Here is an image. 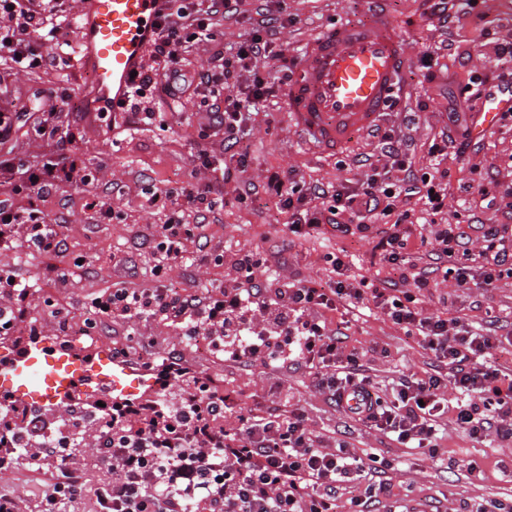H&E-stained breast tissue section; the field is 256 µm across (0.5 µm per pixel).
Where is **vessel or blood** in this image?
<instances>
[{
  "label": "vessel or blood",
  "instance_id": "vessel-or-blood-1",
  "mask_svg": "<svg viewBox=\"0 0 512 512\" xmlns=\"http://www.w3.org/2000/svg\"><path fill=\"white\" fill-rule=\"evenodd\" d=\"M384 2L368 0L363 21L321 29L295 59L282 101L310 149L336 153L350 148L356 137L380 125L387 103L398 94L411 55ZM165 6V0H82L78 39L82 68L91 76L84 94L99 111L124 98ZM511 108L512 78H507L487 91L476 133H484ZM154 387L144 372L105 350L88 354L42 341L0 360L2 403L56 408L102 390L132 398Z\"/></svg>",
  "mask_w": 512,
  "mask_h": 512
}]
</instances>
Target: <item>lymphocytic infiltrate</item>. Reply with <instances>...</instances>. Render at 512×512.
Returning a JSON list of instances; mask_svg holds the SVG:
<instances>
[{
    "label": "lymphocytic infiltrate",
    "mask_w": 512,
    "mask_h": 512,
    "mask_svg": "<svg viewBox=\"0 0 512 512\" xmlns=\"http://www.w3.org/2000/svg\"><path fill=\"white\" fill-rule=\"evenodd\" d=\"M73 0H0V53L23 69L40 67L47 58L48 40L68 34L73 21ZM233 0H170L155 24L150 67L132 79L120 110L135 119H153L155 99L177 100L185 87L180 82L190 44L222 38L216 19L232 12ZM286 63L284 51L274 49L261 34L239 45L235 54L216 52L201 66L196 91L223 100L214 110L201 137L223 136L224 150L235 165L217 164L208 150L195 155L199 167L210 170L223 184L247 171L243 147L250 111L269 93L258 62ZM250 73V84L239 95H225L231 79ZM74 135L58 138L55 152L42 167L26 169L22 190L49 193L57 178L89 182L85 166L72 151ZM381 157L371 165L358 188L339 185L333 191L303 187L292 171L268 169L264 197L292 210L289 237L326 233L352 240H374L385 278L350 282L343 277L346 253L328 254L336 281L320 283L291 280L256 249H240L228 257L234 271L218 293H188L169 285L173 267L185 264L184 242L194 225L183 220L185 209L208 211L215 205L211 186L187 183L156 190L152 203L165 221L145 236L156 255L154 275L158 288L115 287L92 302V316L83 335L116 321L153 319L164 322L201 342L206 351L223 352L234 363L261 362L273 368L308 371L327 402L340 406L342 393L353 389L368 400L360 423L377 429L392 441L416 448L430 459L441 450L437 426L447 413V386L462 395L456 422L475 440L512 439V349L503 346L495 329L474 327L450 316L448 295L441 283L454 280L457 288H495L512 277V225L488 216L481 223L482 246L471 251L462 224H430L431 260L419 264L407 232L411 214L398 210L399 197L421 196L431 215L447 209L441 164L448 155L447 141L433 142L435 162L420 183L407 187L391 177L408 166L406 152L392 131L381 138ZM331 197L330 205H311V198ZM23 224L35 249L57 257L64 251L58 225L48 223L38 209L16 210L0 201V245L7 232ZM437 293L440 307L422 304L426 294ZM365 305L389 320L405 336L429 351L432 373L403 376L383 398L366 373L363 355L347 345L340 328L331 327L325 314L337 306ZM157 388L153 396L124 402L88 404L84 419L70 406L45 410L18 422L13 408L0 405V474L32 469L47 451L56 455L59 478L48 484L41 512H60V506L89 492L79 481L75 465L81 456H103L110 480L92 491L99 512H336L341 497H348V512H378L390 492L387 476L393 465L380 454L360 457L346 439L332 452L322 451L321 439L307 424L302 407L281 409L272 404L265 415H254L232 394L224 392L207 374L175 357L145 355ZM237 424L225 428V414ZM367 479L363 491L347 496L358 479Z\"/></svg>",
    "instance_id": "lymphocytic-infiltrate-1"
}]
</instances>
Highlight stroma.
I'll return each mask as SVG.
<instances>
[{
  "label": "stroma",
  "mask_w": 512,
  "mask_h": 512,
  "mask_svg": "<svg viewBox=\"0 0 512 512\" xmlns=\"http://www.w3.org/2000/svg\"><path fill=\"white\" fill-rule=\"evenodd\" d=\"M286 4L292 22L282 27L268 21L275 11L273 0H239L237 14L220 22L224 33L221 42H198L189 47L185 66L188 80L196 79L201 65L217 50L236 47L252 31H260L275 48L284 49L293 58L318 28L344 19L362 21L367 9L365 0H286ZM388 11L401 26L411 60L400 78V103L391 110L385 126L401 136L411 162L410 172L418 176L430 169L432 140L448 132L449 107H457L461 126H475L479 115L460 105L459 89L475 73L496 80L498 72L488 59L495 44L512 42V0H481L473 10L464 0H448L450 20L446 23L434 14L430 0H389ZM426 51L432 53L434 61L429 70L419 61ZM263 73L271 92L247 128L248 171L222 185L213 183L211 174L194 162L203 147L216 158L224 156L221 138H200L210 107L194 91H187L175 107L161 105L160 117L147 123L121 114L104 117L83 103V88L90 77L81 71L79 59H72L66 67L50 62L29 71L15 69L9 58L0 59V102L14 104L21 113L11 135L0 142V161L21 159L29 167H40L52 154L56 135L70 132L76 136L73 150L91 174L87 184L72 182L40 197L20 193L9 199L17 209L37 207L51 223L59 225L70 255L78 259L73 265L42 255L29 247L25 227H14L12 246L0 247V270L32 286L21 304L25 324L42 327L44 337L56 342L60 335L52 309L62 310L70 330L76 332L83 327L92 300L107 289L120 283L136 288L155 286V257L140 245L147 228L165 220L150 200L148 190L154 185L192 182L214 186L216 205L212 210L186 211V223L196 227L194 237L185 244L191 261L170 274L171 280L189 291L223 285L230 269L216 264L214 258L227 249H259L281 262L286 276L307 281L331 278L333 271L324 257L344 249L354 257L350 275H373L371 242L338 237L291 242L287 239V224L292 220L288 210L273 204L253 207L238 203L241 195L262 196L268 168L289 169L305 186L329 188L360 180L356 161H374L381 152L379 141L364 138L357 139L353 150L340 157L308 151L301 133L285 118L281 72L267 67ZM52 90L69 96L53 115L43 110ZM442 167L448 172L446 219L469 225L470 247L479 250L477 222L488 211L472 201L473 175L478 172L502 185L512 184V126L495 125L473 139L466 153L449 148ZM103 206L120 212V219H104L99 213ZM440 289L457 295L460 314L469 323L479 325L490 319L501 333L512 331V277L501 280L498 288L487 294L477 288L458 291L451 280L442 283ZM328 318L341 324L351 346L365 349L376 343L387 349V357L368 363V373L382 391H390L401 373L423 372L433 362L429 352L369 310L345 318L332 312ZM143 336L155 339L158 355L177 354L184 363L234 393L256 414H263L279 391L285 390L299 400L314 434L329 438L344 425L345 414L327 403L307 372L285 374L259 362L228 365L223 354L205 356L180 344L176 329L155 320L112 324L82 337L79 346L93 352L124 348L135 358ZM349 441L358 454L374 452L396 460L392 495L385 502L392 512H462L466 505L512 500V470L498 465L499 460L512 458V442L474 441L454 416L442 420L441 444L448 453L439 461L426 459L362 425L354 428ZM472 459L487 462L484 479L469 476L466 463ZM45 463L43 473L23 469L0 474V491L18 496L22 512L40 510L47 472L55 467L53 458H46Z\"/></svg>",
  "instance_id": "stroma-1"
}]
</instances>
